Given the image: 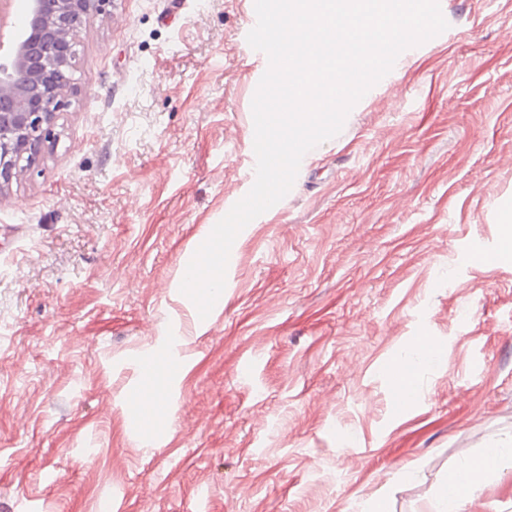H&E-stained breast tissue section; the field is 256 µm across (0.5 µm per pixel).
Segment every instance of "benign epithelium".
Wrapping results in <instances>:
<instances>
[{
    "instance_id": "benign-epithelium-1",
    "label": "benign epithelium",
    "mask_w": 512,
    "mask_h": 512,
    "mask_svg": "<svg viewBox=\"0 0 512 512\" xmlns=\"http://www.w3.org/2000/svg\"><path fill=\"white\" fill-rule=\"evenodd\" d=\"M112 0H29L30 33L0 57V193L35 167L73 90L86 18Z\"/></svg>"
}]
</instances>
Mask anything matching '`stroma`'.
I'll use <instances>...</instances> for the list:
<instances>
[{
    "instance_id": "obj_1",
    "label": "stroma",
    "mask_w": 512,
    "mask_h": 512,
    "mask_svg": "<svg viewBox=\"0 0 512 512\" xmlns=\"http://www.w3.org/2000/svg\"><path fill=\"white\" fill-rule=\"evenodd\" d=\"M416 47L245 229L198 332L189 241L252 186L247 0H112L0 192V512H426L512 436V0ZM443 349L415 364L417 337ZM170 373L155 436L131 406ZM420 396L395 409L393 372ZM464 512H512V467Z\"/></svg>"
}]
</instances>
